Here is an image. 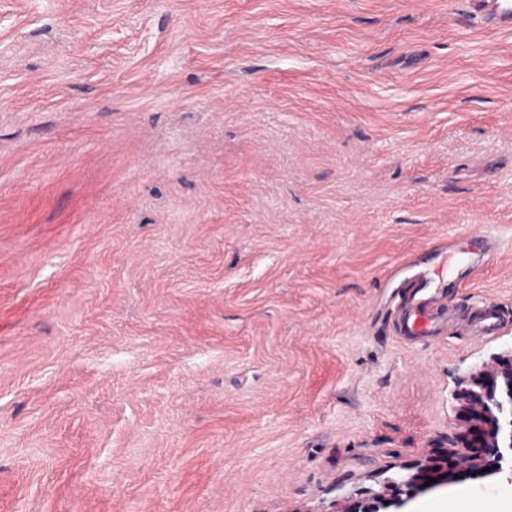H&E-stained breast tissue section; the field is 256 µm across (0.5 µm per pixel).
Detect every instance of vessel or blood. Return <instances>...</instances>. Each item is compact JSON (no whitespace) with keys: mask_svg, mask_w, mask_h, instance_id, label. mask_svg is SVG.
Instances as JSON below:
<instances>
[{"mask_svg":"<svg viewBox=\"0 0 512 512\" xmlns=\"http://www.w3.org/2000/svg\"><path fill=\"white\" fill-rule=\"evenodd\" d=\"M476 13H483L485 4L494 7V19L503 26L512 25V0H470ZM449 280L425 270L412 279V292L397 314V327L403 336H429L447 325L446 298ZM475 323L483 335H493L501 326L497 307L482 306Z\"/></svg>","mask_w":512,"mask_h":512,"instance_id":"obj_1","label":"vessel or blood"}]
</instances>
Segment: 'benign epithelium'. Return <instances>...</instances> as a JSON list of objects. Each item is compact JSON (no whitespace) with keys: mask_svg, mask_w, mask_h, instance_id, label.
I'll return each instance as SVG.
<instances>
[{"mask_svg":"<svg viewBox=\"0 0 512 512\" xmlns=\"http://www.w3.org/2000/svg\"><path fill=\"white\" fill-rule=\"evenodd\" d=\"M461 420L448 433V446L413 466L414 473L400 480L389 478L356 504L332 507L329 512H403L417 494L448 484V463L454 469L494 476L512 457V354L485 364L472 373L456 393ZM434 478L436 482L425 485Z\"/></svg>","mask_w":512,"mask_h":512,"instance_id":"benign-epithelium-1","label":"benign epithelium"}]
</instances>
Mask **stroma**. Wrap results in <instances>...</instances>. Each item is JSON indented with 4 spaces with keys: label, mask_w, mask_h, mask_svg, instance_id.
I'll list each match as a JSON object with an SVG mask.
<instances>
[{
    "label": "stroma",
    "mask_w": 512,
    "mask_h": 512,
    "mask_svg": "<svg viewBox=\"0 0 512 512\" xmlns=\"http://www.w3.org/2000/svg\"><path fill=\"white\" fill-rule=\"evenodd\" d=\"M481 231L499 260L447 331L399 336L390 269ZM509 354L512 28L468 0H0V512H328L446 446ZM476 326L484 336L493 335L501 326V318L497 307L484 305L474 318Z\"/></svg>",
    "instance_id": "obj_1"
}]
</instances>
